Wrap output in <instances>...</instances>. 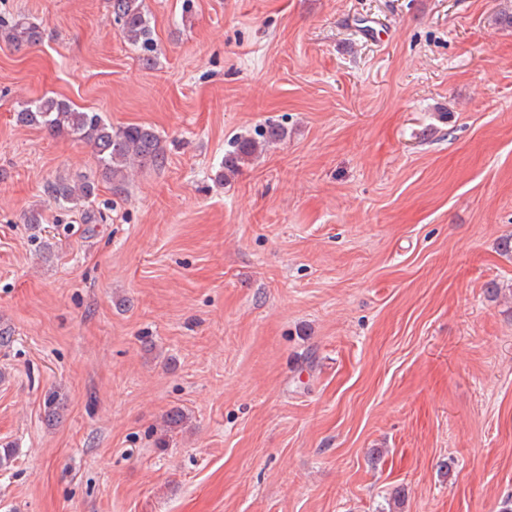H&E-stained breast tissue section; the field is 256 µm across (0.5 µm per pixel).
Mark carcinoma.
<instances>
[{
	"label": "carcinoma",
	"mask_w": 512,
	"mask_h": 512,
	"mask_svg": "<svg viewBox=\"0 0 512 512\" xmlns=\"http://www.w3.org/2000/svg\"><path fill=\"white\" fill-rule=\"evenodd\" d=\"M113 22L125 42L144 53L155 52L154 28L151 26L145 0H107ZM0 34L13 46L32 45L40 41V26L25 17L4 23ZM22 125L38 126L56 137L70 138L89 144L102 173L123 183L138 168L161 162L164 149L156 130L145 124L112 127L99 112L85 111L54 97H43L23 106L16 113ZM263 144L242 140L236 152L225 160L233 168L254 155ZM94 182L83 179L69 182L60 178L47 187L50 196L63 204L78 205L91 196Z\"/></svg>",
	"instance_id": "carcinoma-1"
}]
</instances>
